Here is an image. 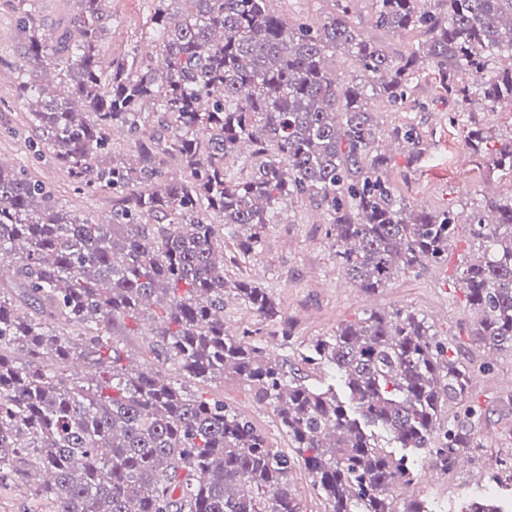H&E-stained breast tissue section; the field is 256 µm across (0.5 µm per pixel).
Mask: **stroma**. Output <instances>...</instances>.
I'll use <instances>...</instances> for the list:
<instances>
[{
    "mask_svg": "<svg viewBox=\"0 0 512 512\" xmlns=\"http://www.w3.org/2000/svg\"><path fill=\"white\" fill-rule=\"evenodd\" d=\"M151 0H111L108 35L103 41L104 63L150 43ZM353 21L365 37L398 56L415 49L418 36L375 26L371 0H356ZM21 32L12 0H0V162L21 167L46 185L66 207L96 222L108 219L120 207L121 198L109 193L75 191L66 172L44 143L42 134L28 121L24 102L15 91V64ZM373 114L381 140L390 144L394 127H414L418 144L390 150L389 178L411 208L450 209L458 215V235L445 260L405 272L385 288L367 293L354 287L336 258V247L325 235V215L306 202L281 205L278 221L266 225L261 244L242 255L233 238L224 240V268L234 278H244L269 289L280 304L281 315L291 329L289 342L279 345L281 359L299 363L307 345L335 334L338 327L354 322L369 310L410 309L431 324L438 339L463 357L475 356L467 328L474 315L459 286L463 261L475 249L467 220L472 211L490 198L512 196V175L489 171L486 163L468 148L467 129L476 126L496 137L512 135V109L495 112L471 105L468 126L449 124L448 100L431 83L420 84L402 108L391 107L386 98L373 96ZM213 391L229 407L250 419L276 448L287 449L288 438L266 403L256 398L248 383L228 380ZM468 405L483 409L486 419L480 434L485 447L466 465L428 481L427 457L414 461L415 481L409 496L423 501L429 512H462L473 498L512 492V481L500 477L491 482V465L512 457V352H497L495 359L476 368Z\"/></svg>",
    "mask_w": 512,
    "mask_h": 512,
    "instance_id": "35a3bbf8",
    "label": "stroma"
}]
</instances>
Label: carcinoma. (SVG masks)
Returning a JSON list of instances; mask_svg holds the SVG:
<instances>
[{
	"label": "carcinoma",
	"instance_id": "cac0c4a2",
	"mask_svg": "<svg viewBox=\"0 0 512 512\" xmlns=\"http://www.w3.org/2000/svg\"><path fill=\"white\" fill-rule=\"evenodd\" d=\"M24 2L17 79L31 123L76 190L124 198L99 224L0 163V263L16 268L0 280V482L32 483L46 512H303L288 456L179 379L231 376L271 407L325 512H426L398 494L414 479L409 454L449 473L484 448L483 413L471 406L435 438L443 409L467 397L472 363L415 313L375 310L310 347L305 363L333 367L340 386L305 384L262 340L226 329L230 293L265 321L281 314L267 289L226 276L224 230L237 229L247 255L280 203L307 201L327 214L350 283L368 292L441 259L457 220L397 195L368 91L404 102L427 59L457 106L451 123L474 102L512 105V0H372L376 26L424 37L400 56L364 37L354 0H334L318 26L288 22L270 0H157L155 56L133 51L107 71L110 0H78L49 33ZM336 51L351 54L362 81L336 82L327 56ZM52 69L56 88L40 82ZM466 70L491 76L469 85ZM146 105L167 135L134 165L100 160L113 128L142 137ZM169 158L184 176H169ZM489 166L512 174V138ZM487 211L495 221L471 214L482 256L459 276L475 314L468 336L512 352V197ZM157 293L166 307L151 315ZM147 315L157 367L139 370L124 363L116 327ZM76 358L99 380L67 375Z\"/></svg>",
	"mask_w": 512,
	"mask_h": 512
}]
</instances>
